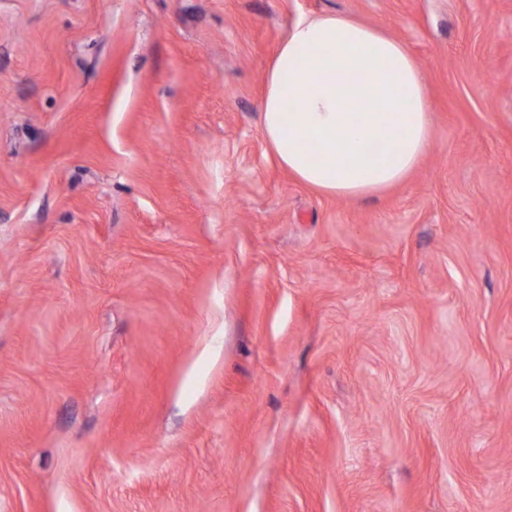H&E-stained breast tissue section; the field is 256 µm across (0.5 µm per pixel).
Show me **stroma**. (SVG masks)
<instances>
[{"label":"stroma","mask_w":512,"mask_h":512,"mask_svg":"<svg viewBox=\"0 0 512 512\" xmlns=\"http://www.w3.org/2000/svg\"><path fill=\"white\" fill-rule=\"evenodd\" d=\"M323 12L428 87L373 198L263 144ZM0 512H512V0H0Z\"/></svg>","instance_id":"1"}]
</instances>
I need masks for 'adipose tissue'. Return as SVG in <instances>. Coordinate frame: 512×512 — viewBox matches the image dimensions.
I'll return each instance as SVG.
<instances>
[{"label": "adipose tissue", "mask_w": 512, "mask_h": 512, "mask_svg": "<svg viewBox=\"0 0 512 512\" xmlns=\"http://www.w3.org/2000/svg\"><path fill=\"white\" fill-rule=\"evenodd\" d=\"M264 141L299 183L368 198L403 183L431 147L422 70L377 28L324 13L297 20L266 71Z\"/></svg>", "instance_id": "1"}]
</instances>
